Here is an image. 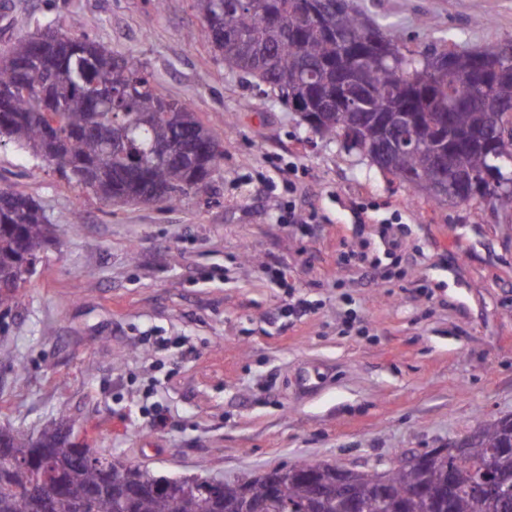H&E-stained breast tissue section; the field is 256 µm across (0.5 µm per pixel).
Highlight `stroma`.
<instances>
[{"label":"stroma","mask_w":512,"mask_h":512,"mask_svg":"<svg viewBox=\"0 0 512 512\" xmlns=\"http://www.w3.org/2000/svg\"><path fill=\"white\" fill-rule=\"evenodd\" d=\"M10 2L0 53L80 30L138 59L224 159L176 206L115 209L0 141V187L55 228L0 308V425L61 421L127 464L237 479L299 461L385 470L512 415V210L413 197L322 140L225 72L192 0ZM354 2L416 45L512 38V0ZM384 223L402 242L392 256ZM361 250L380 259L372 273L350 258ZM294 297L310 311L288 316Z\"/></svg>","instance_id":"35a3bbf8"}]
</instances>
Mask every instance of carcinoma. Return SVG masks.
I'll return each mask as SVG.
<instances>
[{"label":"carcinoma","mask_w":512,"mask_h":512,"mask_svg":"<svg viewBox=\"0 0 512 512\" xmlns=\"http://www.w3.org/2000/svg\"><path fill=\"white\" fill-rule=\"evenodd\" d=\"M204 31L224 69L257 87L266 85L307 125L349 151L374 153L384 137L379 117L397 126L414 118L421 140L448 136L453 172L478 184L468 202L512 207V39L477 49L441 44L412 47L398 32L381 28L353 0H249L224 8V0H195ZM358 77L367 89L360 104L336 101V85ZM59 106L57 126L45 133L40 87ZM0 96L13 100L0 112V136L53 163L79 186L112 206L132 202L177 203L207 187L223 154L206 149L211 131L185 103L157 93L152 75L133 57L119 58L83 34L46 41L20 37L0 56ZM497 130L487 149L473 135ZM380 171L416 184L436 204L448 199L429 186L438 170L422 148L391 150ZM53 234L42 210L28 197L0 188V307L16 302V290ZM459 454L431 468L397 463L380 474L358 472L353 496L372 502L378 476L389 493L378 512H512V495L478 494L479 474L492 467L512 487V421L483 424L461 441ZM0 512H35L32 492L49 484L52 512H246L261 502L266 512H350L347 500L315 501L307 479L331 482L336 466L299 462L272 488L259 477L208 486L174 507L175 484L134 466H112L96 448H79L51 422L36 439L0 429Z\"/></svg>","instance_id":"carcinoma-1"}]
</instances>
